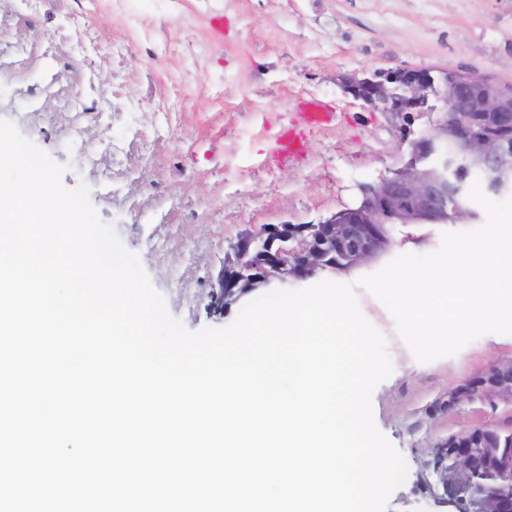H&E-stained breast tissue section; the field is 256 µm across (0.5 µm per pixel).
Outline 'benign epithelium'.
<instances>
[{
  "mask_svg": "<svg viewBox=\"0 0 512 512\" xmlns=\"http://www.w3.org/2000/svg\"><path fill=\"white\" fill-rule=\"evenodd\" d=\"M450 107L431 131L412 143L409 159L392 176L362 188V200L317 224H264L234 248L239 270L219 276L211 300L231 304L260 284L306 280L328 269L363 266L387 251V226L439 224L472 218L469 202L448 214L449 145L483 171L487 189L512 190V86L455 70L379 72L363 83L361 100L373 109L415 112L430 99ZM512 404V359L493 365L448 392V408L467 401ZM499 433L479 425L448 437L433 451L437 483L418 482L456 512H512V453L498 448Z\"/></svg>",
  "mask_w": 512,
  "mask_h": 512,
  "instance_id": "1",
  "label": "benign epithelium"
}]
</instances>
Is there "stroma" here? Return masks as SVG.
<instances>
[{"label": "stroma", "mask_w": 512, "mask_h": 512, "mask_svg": "<svg viewBox=\"0 0 512 512\" xmlns=\"http://www.w3.org/2000/svg\"><path fill=\"white\" fill-rule=\"evenodd\" d=\"M279 0L262 14L231 0L224 34L212 37L210 19L175 22L170 51L144 68L123 65L127 92L142 102L133 165L112 161V142L126 136L108 112L98 116L65 111L81 93L71 76L52 89L41 112L11 99L12 83L0 81V120L65 165L66 187L85 184L99 216L113 225L125 248L138 255L169 313L191 331L229 325L250 291L224 312L210 306L211 286L241 235L263 224H315L357 205L361 187L389 176L409 157L413 140L429 133L435 111H370L345 92V79H365L399 68L461 70L512 84V0H430L410 10L403 0H366L367 28L349 34L348 0H325L311 12L306 0ZM67 24L62 0H50L37 22L20 20L15 39L31 47L59 39ZM276 66L278 85L262 92L247 81L251 62ZM193 75L192 91L159 112L150 91ZM316 98L333 110L328 126L308 131L299 157L274 153L276 135L296 121L298 100ZM249 124H242V115ZM79 127L90 163H81L69 137ZM455 226H390L389 249L370 263L322 272V279L356 283L380 270L406 247L428 254ZM360 310L381 333L392 374L372 395L378 429L403 456L405 482L387 500L386 512H449L416 482L431 450L448 436L476 424L512 431V406L480 401L449 407L448 392L460 382L512 359V337L480 336L456 354L412 366L408 347L386 307L366 289L355 290Z\"/></svg>", "instance_id": "stroma-1"}]
</instances>
